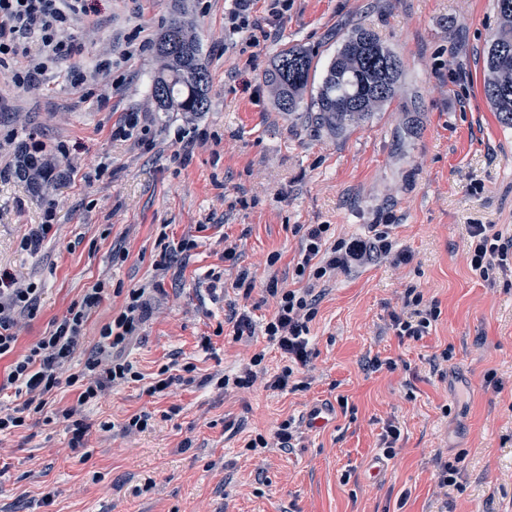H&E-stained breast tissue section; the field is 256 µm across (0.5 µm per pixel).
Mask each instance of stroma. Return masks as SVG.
<instances>
[{
	"mask_svg": "<svg viewBox=\"0 0 512 512\" xmlns=\"http://www.w3.org/2000/svg\"><path fill=\"white\" fill-rule=\"evenodd\" d=\"M171 19L201 41L208 112L151 108L156 56L138 46ZM259 20L271 35L251 60L224 41V0H88L77 62L108 55L110 73L74 86L53 70L28 88L0 74V275L39 290L36 316L19 318L17 353L101 284L72 359L80 365L130 289L161 285L124 352L141 378L87 409L82 447L41 414L0 437V512H512V279L476 274L466 236L470 224L512 230V128L483 92L493 0H293L283 18ZM359 25L403 61L396 102L340 137L272 107L262 75L282 49L306 46L324 65ZM135 112L131 136H115ZM24 152L52 177L19 174ZM51 204L48 235L22 251ZM388 215L410 261L377 259L332 279L310 324L308 389H268L288 359L263 334L275 308L266 287H297L299 227L364 236ZM184 239L192 247L157 271L164 243ZM228 240L237 262L224 259ZM242 268L254 285L247 299L232 288ZM215 277L229 290H211ZM408 288L441 310L418 340L390 327ZM236 309L249 312L253 337L234 340ZM447 348L450 360L433 369ZM258 352L267 376L216 386ZM376 357L396 369L372 370ZM188 364L193 383L147 395L162 367ZM490 372L500 389L485 384ZM144 411L146 432L102 428ZM291 417L302 422L291 449L247 450ZM391 422L401 436L387 460L379 448ZM439 456L459 459L460 488L437 487Z\"/></svg>",
	"mask_w": 512,
	"mask_h": 512,
	"instance_id": "obj_1",
	"label": "stroma"
}]
</instances>
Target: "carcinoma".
Returning a JSON list of instances; mask_svg holds the SVG:
<instances>
[{"label":"carcinoma","instance_id":"carcinoma-1","mask_svg":"<svg viewBox=\"0 0 512 512\" xmlns=\"http://www.w3.org/2000/svg\"><path fill=\"white\" fill-rule=\"evenodd\" d=\"M500 30L484 51L483 89L499 123L512 128V0H494ZM161 61L150 91L157 112H205L211 93L209 71L199 39L176 19L163 24L152 42ZM316 53L294 44L282 50L264 71V82L280 112L303 109V94L316 71ZM403 64L378 34L358 26L340 41L322 72L308 120L336 136L366 120L396 98Z\"/></svg>","mask_w":512,"mask_h":512}]
</instances>
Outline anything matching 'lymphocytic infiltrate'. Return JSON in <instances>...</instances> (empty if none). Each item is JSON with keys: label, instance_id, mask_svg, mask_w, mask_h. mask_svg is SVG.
Returning a JSON list of instances; mask_svg holds the SVG:
<instances>
[{"label": "lymphocytic infiltrate", "instance_id": "f902f5d3", "mask_svg": "<svg viewBox=\"0 0 512 512\" xmlns=\"http://www.w3.org/2000/svg\"><path fill=\"white\" fill-rule=\"evenodd\" d=\"M87 0H0V73L20 88L31 85L49 69H64L71 84L84 85L91 73L72 66L82 44L70 28L74 18L86 11ZM224 24L236 35L240 53L251 52L267 39L268 33L253 16L256 0H228ZM25 67H17L18 59ZM299 241L296 274L307 281L302 288H282L270 281L267 292L275 298V311L264 326V334L286 354L288 364L271 384L287 389L295 367L307 366L312 356L309 324L316 315L318 289L342 272L362 267L375 258L398 266L410 259L395 249L385 224L372 225L368 238L328 241L326 224H306ZM470 266L483 279L512 274V235L506 236L491 224L467 227ZM104 290L89 289L81 302L72 304L66 315L26 354H16L14 331L16 312L35 314L37 291L18 287L14 277H0V358L11 357L7 384L14 386L16 402L0 405V436L26 427L31 416L43 412L49 397L60 386L76 388L78 395L62 415L69 421L72 447H79L88 427L85 406L114 384L138 380L139 374L122 353L129 340L138 335L146 313L147 291L131 289L123 311L102 327L98 351L73 373L65 367L83 341V327L99 306ZM440 315L437 302L425 300L415 289H407L400 312L392 314V327L399 338L420 339Z\"/></svg>", "mask_w": 512, "mask_h": 512}]
</instances>
